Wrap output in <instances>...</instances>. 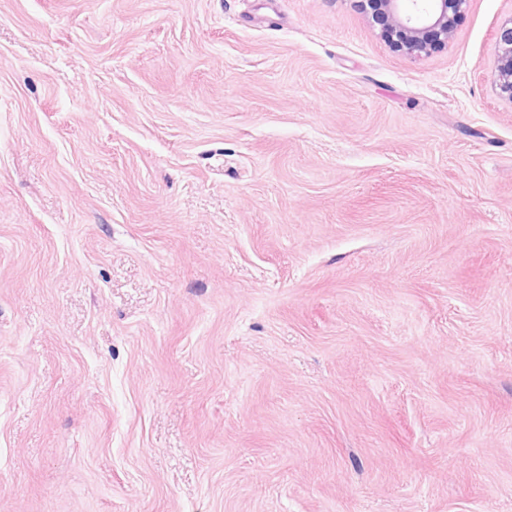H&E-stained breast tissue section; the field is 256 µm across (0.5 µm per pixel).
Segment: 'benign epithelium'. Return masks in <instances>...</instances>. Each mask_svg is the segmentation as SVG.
<instances>
[{
	"mask_svg": "<svg viewBox=\"0 0 512 512\" xmlns=\"http://www.w3.org/2000/svg\"><path fill=\"white\" fill-rule=\"evenodd\" d=\"M382 17V32L391 34L399 51L409 57L426 55L434 43H447L454 17L464 12L467 0H366ZM494 72L502 93L512 101V19L498 33Z\"/></svg>",
	"mask_w": 512,
	"mask_h": 512,
	"instance_id": "obj_1",
	"label": "benign epithelium"
}]
</instances>
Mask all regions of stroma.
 <instances>
[{
    "label": "stroma",
    "mask_w": 512,
    "mask_h": 512,
    "mask_svg": "<svg viewBox=\"0 0 512 512\" xmlns=\"http://www.w3.org/2000/svg\"><path fill=\"white\" fill-rule=\"evenodd\" d=\"M512 0H0V512H512ZM381 15L382 33H390L399 51L409 57L426 55L447 43L454 17L462 15L467 0H366ZM438 41L437 44H434ZM434 44V45H433ZM494 72L501 92L512 102V18L499 30Z\"/></svg>",
    "instance_id": "35a3bbf8"
}]
</instances>
